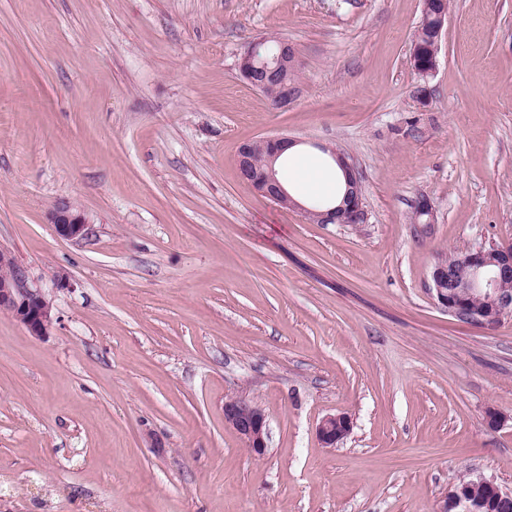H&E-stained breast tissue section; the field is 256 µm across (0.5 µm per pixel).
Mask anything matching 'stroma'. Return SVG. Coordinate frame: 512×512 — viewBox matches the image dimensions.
I'll return each mask as SVG.
<instances>
[{
  "instance_id": "1",
  "label": "stroma",
  "mask_w": 512,
  "mask_h": 512,
  "mask_svg": "<svg viewBox=\"0 0 512 512\" xmlns=\"http://www.w3.org/2000/svg\"><path fill=\"white\" fill-rule=\"evenodd\" d=\"M422 16L0 0V249L54 314L38 338L0 313V512H437L469 471L512 490V315L464 323L429 289L451 251L512 243V0H451L425 79ZM264 35L300 59L285 109L239 74ZM263 136L346 153L366 223L255 193L237 154ZM61 201L88 238L56 233ZM230 395L265 412L264 456ZM224 421L239 434L254 456L265 454L269 429L260 407L240 396H228L224 401ZM351 430V421L344 414L326 416L321 420L317 428L320 441L325 447H336Z\"/></svg>"
}]
</instances>
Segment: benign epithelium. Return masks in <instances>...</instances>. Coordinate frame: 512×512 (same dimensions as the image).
<instances>
[{
	"label": "benign epithelium",
	"instance_id": "7a95c632",
	"mask_svg": "<svg viewBox=\"0 0 512 512\" xmlns=\"http://www.w3.org/2000/svg\"><path fill=\"white\" fill-rule=\"evenodd\" d=\"M264 39L253 41L243 54L249 68L244 79L259 91L276 84L281 94L273 102L278 109L286 108L299 95V87L285 80L288 71L298 68L295 47L283 40L280 53L265 59L258 56ZM292 142L286 137H261L247 141L238 152L241 178L252 188L276 205L299 212L303 219L313 224H363L366 211L362 202L360 180L353 164L340 151L332 155L347 180V191L342 204L325 212L314 210L295 200L283 187L275 161L280 148ZM50 223L60 236L81 240L88 235L89 221L80 210L68 202H60L49 212ZM512 246L494 243L469 250L462 262L450 267L438 260L431 271V290L439 306L455 318H463L481 325L495 324L512 314ZM0 311L10 314L32 335L49 334L53 324V306L41 289L34 287L27 271L6 252L0 251ZM224 421L241 437L246 448L257 456L265 454L268 440V423L263 410L257 405L232 395L224 401ZM351 430V421L344 414L329 415L317 428L320 441L332 448ZM470 482L479 483L490 491L497 502L511 501L512 490L501 488L494 481L477 473L469 474ZM439 512H481L480 507L464 492V488L451 486Z\"/></svg>",
	"mask_w": 512,
	"mask_h": 512
}]
</instances>
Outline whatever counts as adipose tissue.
<instances>
[{
	"mask_svg": "<svg viewBox=\"0 0 512 512\" xmlns=\"http://www.w3.org/2000/svg\"><path fill=\"white\" fill-rule=\"evenodd\" d=\"M281 180L302 198L334 200L344 184L341 171L321 159L302 154L299 146L287 148L278 160Z\"/></svg>",
	"mask_w": 512,
	"mask_h": 512,
	"instance_id": "1",
	"label": "adipose tissue"
}]
</instances>
